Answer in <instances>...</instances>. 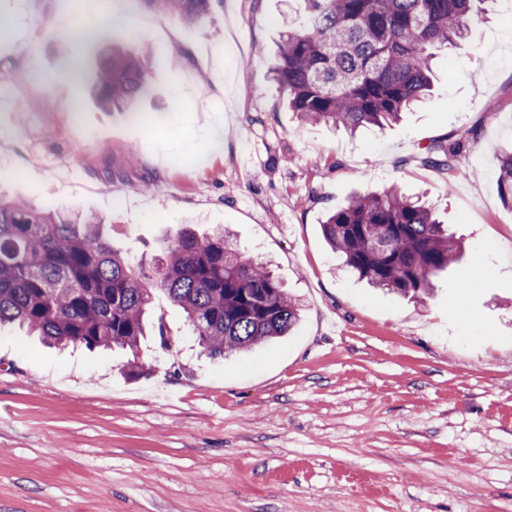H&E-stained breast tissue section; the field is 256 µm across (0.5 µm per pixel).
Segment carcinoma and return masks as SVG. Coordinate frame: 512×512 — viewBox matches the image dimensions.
<instances>
[{
	"instance_id": "carcinoma-1",
	"label": "carcinoma",
	"mask_w": 512,
	"mask_h": 512,
	"mask_svg": "<svg viewBox=\"0 0 512 512\" xmlns=\"http://www.w3.org/2000/svg\"><path fill=\"white\" fill-rule=\"evenodd\" d=\"M195 27L213 0H143ZM486 0H309L304 19L285 32L274 79L302 121L350 132L397 122L432 88L435 50L464 38ZM151 84L139 62L112 51L91 94L105 110L134 111ZM467 131L426 149V164L453 168ZM497 186L512 206V151L500 155ZM331 249L375 288L422 298L432 277L453 264L461 244L432 207L394 185L353 196L322 224ZM182 308L210 356L288 335L296 299L277 277L217 226L182 231L155 275L133 267L95 215L40 211L17 199L0 203V325L17 322L50 344L135 352L155 292Z\"/></svg>"
}]
</instances>
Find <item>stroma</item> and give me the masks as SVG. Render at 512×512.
Here are the masks:
<instances>
[{"label": "stroma", "mask_w": 512, "mask_h": 512, "mask_svg": "<svg viewBox=\"0 0 512 512\" xmlns=\"http://www.w3.org/2000/svg\"><path fill=\"white\" fill-rule=\"evenodd\" d=\"M112 21L70 39L83 14ZM306 0H215L188 28L142 0H0V199L94 213L154 272L186 225L229 227L301 302L293 332L220 360L162 293L138 352L58 350L0 328V512H512V8L492 0L438 51L430 96L384 130L301 123L270 69ZM139 58L146 129L89 82ZM84 105L73 125L70 100ZM223 127L200 144L203 120ZM476 129L453 171L425 148ZM398 185L463 242L425 303L372 288L328 246V213ZM173 340L163 348L158 323ZM497 186L504 204L512 206V151L500 155Z\"/></svg>", "instance_id": "1"}]
</instances>
